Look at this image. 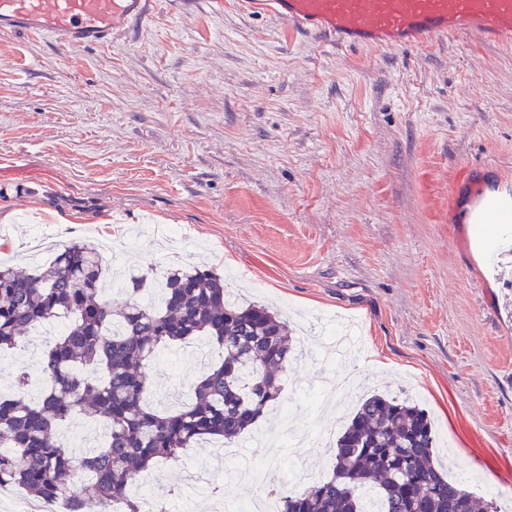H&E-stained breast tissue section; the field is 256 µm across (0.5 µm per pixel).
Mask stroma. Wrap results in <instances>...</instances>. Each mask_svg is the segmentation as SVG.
Wrapping results in <instances>:
<instances>
[{"label":"stroma","mask_w":512,"mask_h":512,"mask_svg":"<svg viewBox=\"0 0 512 512\" xmlns=\"http://www.w3.org/2000/svg\"><path fill=\"white\" fill-rule=\"evenodd\" d=\"M224 0H163L111 45L0 39V259L23 262L36 225L58 244H112L153 280L204 262L242 303H266L309 345L283 376L310 433L336 418V366L317 319L353 323L346 361L365 392L398 389L434 422L450 476L512 512V270L487 265L448 189L490 176L512 191V46L344 50ZM50 334L0 353V392L37 367ZM202 339L148 367L157 409L202 373ZM235 449L289 475L290 440L260 421ZM213 440L148 473L177 486L172 512L208 504Z\"/></svg>","instance_id":"obj_1"}]
</instances>
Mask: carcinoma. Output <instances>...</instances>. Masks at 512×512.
<instances>
[{"mask_svg":"<svg viewBox=\"0 0 512 512\" xmlns=\"http://www.w3.org/2000/svg\"><path fill=\"white\" fill-rule=\"evenodd\" d=\"M105 258L93 243L70 242L26 273L0 262V352L58 319L65 329L40 362L45 387L25 397L0 396V487L40 502L63 500L69 512H93L108 498L123 512H140L129 493L137 476L160 458L212 437L230 443L260 420L282 392L279 372L294 359L296 337L268 307L229 303L224 278L206 266L167 272L159 305L140 300L148 276L131 275L119 310L98 298ZM206 336L220 361L190 387L189 401L158 412L147 403L146 367L158 352ZM78 414L107 429L101 447L75 454L55 432ZM88 473L76 485L72 478ZM479 512L474 493L448 479L435 453L427 412L409 398L363 397L335 442L332 474L283 497L282 512Z\"/></svg>","mask_w":512,"mask_h":512,"instance_id":"1","label":"carcinoma"}]
</instances>
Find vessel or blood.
Here are the masks:
<instances>
[{
    "label": "vessel or blood",
    "instance_id": "vessel-or-blood-1",
    "mask_svg": "<svg viewBox=\"0 0 512 512\" xmlns=\"http://www.w3.org/2000/svg\"><path fill=\"white\" fill-rule=\"evenodd\" d=\"M343 47L396 49L459 34L512 45V0H246ZM160 0H0V36L98 47L152 19Z\"/></svg>",
    "mask_w": 512,
    "mask_h": 512
}]
</instances>
